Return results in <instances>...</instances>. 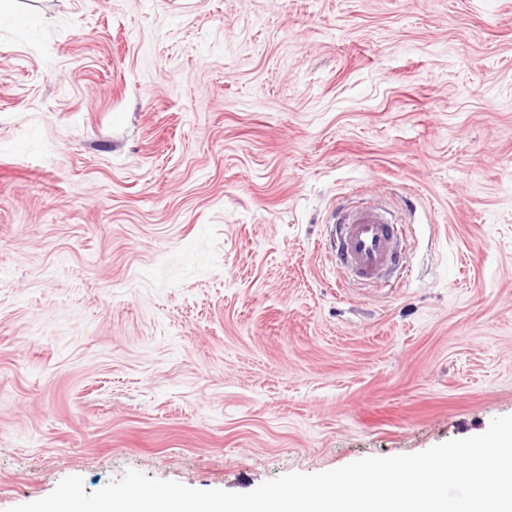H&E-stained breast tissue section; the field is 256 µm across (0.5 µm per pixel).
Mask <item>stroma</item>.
Segmentation results:
<instances>
[{"instance_id": "35a3bbf8", "label": "stroma", "mask_w": 512, "mask_h": 512, "mask_svg": "<svg viewBox=\"0 0 512 512\" xmlns=\"http://www.w3.org/2000/svg\"><path fill=\"white\" fill-rule=\"evenodd\" d=\"M365 203L372 284L323 250ZM506 415L512 0H0V512ZM385 213L382 208L363 207L336 216L331 254L338 265L359 279L380 278L399 261L395 229Z\"/></svg>"}]
</instances>
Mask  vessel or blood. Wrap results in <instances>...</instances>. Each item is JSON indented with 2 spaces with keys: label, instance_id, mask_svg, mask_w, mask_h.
Segmentation results:
<instances>
[{
  "label": "vessel or blood",
  "instance_id": "obj_1",
  "mask_svg": "<svg viewBox=\"0 0 512 512\" xmlns=\"http://www.w3.org/2000/svg\"><path fill=\"white\" fill-rule=\"evenodd\" d=\"M394 227L383 209L363 207L338 214L330 250L336 263L362 280L385 275L399 260Z\"/></svg>",
  "mask_w": 512,
  "mask_h": 512
}]
</instances>
